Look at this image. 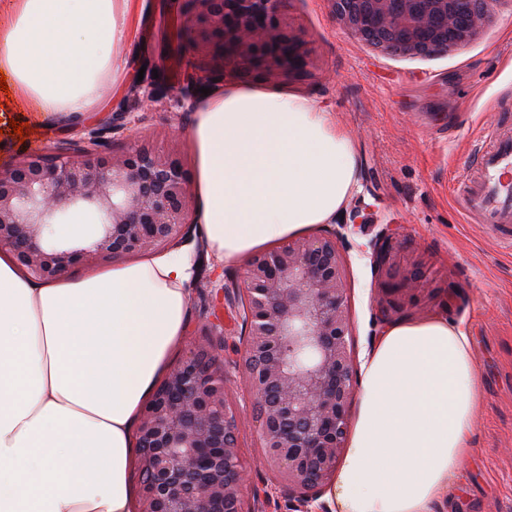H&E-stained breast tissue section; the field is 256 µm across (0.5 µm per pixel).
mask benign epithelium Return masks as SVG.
Here are the masks:
<instances>
[{
    "label": "benign epithelium",
    "instance_id": "7a95c632",
    "mask_svg": "<svg viewBox=\"0 0 512 512\" xmlns=\"http://www.w3.org/2000/svg\"><path fill=\"white\" fill-rule=\"evenodd\" d=\"M329 2L356 37L378 49L393 43L404 55L465 44L486 17L461 20L458 0H355L350 9ZM284 3L185 0L184 30L194 43L224 45L232 63L255 60L270 75L299 78L307 57L285 22ZM224 76L222 67L191 73L166 93L143 81L133 95L142 104L165 97L171 111L189 112L194 89ZM115 130L86 126L68 147L22 154L0 170V250L29 277L52 281L80 264L168 254L193 242L195 197L178 145L141 137L117 153L107 146ZM78 209L97 222L74 225L71 244L51 240L48 228ZM386 239L370 242L380 274L389 263ZM345 275L336 231L327 230L253 256L243 286L218 291L238 312L240 335H224L221 320L207 322L206 340L188 345L142 409L138 512H252L242 493L246 466L230 367L257 406L252 425L272 480L305 507L326 510L320 498L346 448L355 381Z\"/></svg>",
    "mask_w": 512,
    "mask_h": 512
}]
</instances>
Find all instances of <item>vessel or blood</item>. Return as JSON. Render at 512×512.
<instances>
[{"mask_svg":"<svg viewBox=\"0 0 512 512\" xmlns=\"http://www.w3.org/2000/svg\"><path fill=\"white\" fill-rule=\"evenodd\" d=\"M470 174L454 188L468 220L501 228L512 224V133L489 130L468 157Z\"/></svg>","mask_w":512,"mask_h":512,"instance_id":"b4317fda","label":"vessel or blood"}]
</instances>
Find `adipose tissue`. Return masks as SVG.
I'll return each instance as SVG.
<instances>
[{"label":"adipose tissue","mask_w":512,"mask_h":512,"mask_svg":"<svg viewBox=\"0 0 512 512\" xmlns=\"http://www.w3.org/2000/svg\"><path fill=\"white\" fill-rule=\"evenodd\" d=\"M129 0H9L0 71L37 123L95 111L128 40ZM196 220L225 259L326 224L357 185L325 107L229 86L192 125ZM185 265L118 261L40 282L0 257V512H131L136 425L188 316ZM480 408L471 338L436 318L386 329L337 481L342 512H430Z\"/></svg>","instance_id":"adipose-tissue-1"}]
</instances>
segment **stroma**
<instances>
[{
    "label": "stroma",
    "instance_id": "1",
    "mask_svg": "<svg viewBox=\"0 0 512 512\" xmlns=\"http://www.w3.org/2000/svg\"><path fill=\"white\" fill-rule=\"evenodd\" d=\"M183 0H132L130 41L117 53L119 77L100 90L98 111L53 126L29 123L9 133L0 114V169L23 151L75 138L84 126L119 120L111 143L158 132L179 141L194 159V115L164 102L138 109L131 89L144 63L180 84L192 68L215 69V48L194 47L183 31ZM488 18L468 44L432 56L381 51L357 38L333 14L329 0H287L290 29L308 52L299 80L241 67L227 84L287 89L325 106L352 139L358 188L346 214L359 209L370 222L342 244L346 296L352 320L355 370L392 325L442 318L464 325L481 383V413L470 436V457L433 512H512V247L483 224L468 223L451 191L464 173L471 144L485 127L502 122L501 100L512 98V0H489ZM388 232L391 270L377 276L370 242ZM268 472L253 464L250 487L264 485L261 512H303L298 498L268 486Z\"/></svg>",
    "mask_w": 512,
    "mask_h": 512
}]
</instances>
